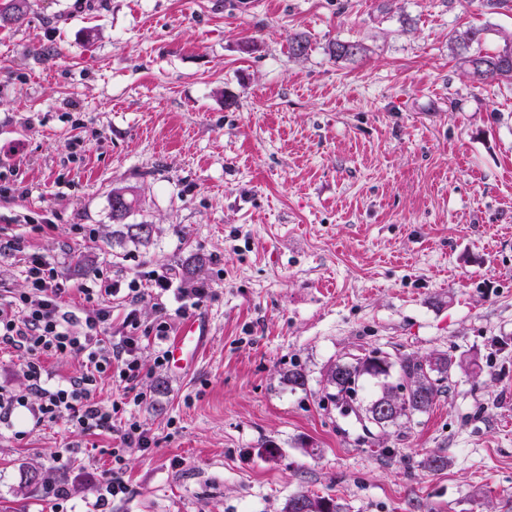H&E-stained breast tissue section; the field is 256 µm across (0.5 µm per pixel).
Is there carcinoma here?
<instances>
[{"instance_id": "obj_1", "label": "carcinoma", "mask_w": 512, "mask_h": 512, "mask_svg": "<svg viewBox=\"0 0 512 512\" xmlns=\"http://www.w3.org/2000/svg\"><path fill=\"white\" fill-rule=\"evenodd\" d=\"M28 9V0H4L0 3V22L17 23L24 19ZM481 30L470 28L458 33L451 40V51L459 57L467 67L468 74L477 82L485 83L495 80H512V40L503 39V44L492 51L481 46ZM364 50L363 45L358 41H336L332 44L330 52L338 59H353ZM400 377L410 379H426L423 371V361L418 359L401 358L396 361ZM383 378L380 398L384 399L391 395L392 385L386 382L390 372L375 368L369 359L361 358L355 363L345 367L344 376L336 379L327 376L326 383L335 390L330 395L333 400L344 401L354 397L362 381L367 378ZM446 391V386L438 385L430 381L425 389V394L419 399L410 401L403 405L395 420H411L418 414L427 412L433 405L436 397ZM300 499L305 504L308 512H344V505L332 500L312 498L304 493H299L288 500L285 512H297L294 501Z\"/></svg>"}]
</instances>
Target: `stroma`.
<instances>
[{"mask_svg": "<svg viewBox=\"0 0 512 512\" xmlns=\"http://www.w3.org/2000/svg\"><path fill=\"white\" fill-rule=\"evenodd\" d=\"M0 25V295L27 286L11 241L94 272L115 333L136 308L146 448L60 420L0 423V512H512V82L450 50L512 34V0H29ZM306 35L307 56L291 37ZM358 41L351 60L330 55ZM148 242L118 241L111 196ZM204 258L190 274L191 256ZM172 281L164 298L148 285ZM209 322L181 372L157 366L192 288ZM453 355L449 388L407 425L364 431L327 399L336 363ZM300 368L306 390L291 388ZM447 457L444 470L421 466ZM295 499H300L305 504L308 511L304 512H343L345 507L344 505L335 502L332 498H311L307 494L299 493L292 496L288 500V504L286 506L285 512H300L295 510L294 501Z\"/></svg>", "mask_w": 512, "mask_h": 512, "instance_id": "35a3bbf8", "label": "stroma"}]
</instances>
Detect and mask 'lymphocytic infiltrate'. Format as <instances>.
<instances>
[{
  "label": "lymphocytic infiltrate",
  "mask_w": 512,
  "mask_h": 512,
  "mask_svg": "<svg viewBox=\"0 0 512 512\" xmlns=\"http://www.w3.org/2000/svg\"><path fill=\"white\" fill-rule=\"evenodd\" d=\"M24 263L26 291L0 303V347L23 353L28 388L39 399L32 409L36 424L65 420L83 431L115 429L125 446L148 447L147 432L137 421L116 423L119 403L107 406L95 398L98 376L113 369L125 392L135 391L141 378L136 338L113 337L108 307L77 321L61 302L63 288L55 259L33 252L25 255ZM73 354L84 356L85 373L64 384L47 385L43 357Z\"/></svg>",
  "instance_id": "f902f5d3"
}]
</instances>
